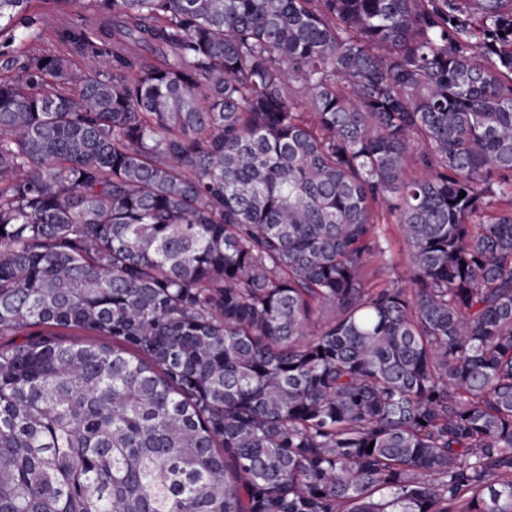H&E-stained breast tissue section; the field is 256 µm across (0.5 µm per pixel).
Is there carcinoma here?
<instances>
[{
    "mask_svg": "<svg viewBox=\"0 0 512 512\" xmlns=\"http://www.w3.org/2000/svg\"><path fill=\"white\" fill-rule=\"evenodd\" d=\"M45 2L0 0V512H512V0ZM381 232L385 253L373 258L367 268L370 284L376 288L383 287L395 277L406 276L409 266L408 249L394 219L384 220Z\"/></svg>",
    "mask_w": 512,
    "mask_h": 512,
    "instance_id": "cac0c4a2",
    "label": "carcinoma"
}]
</instances>
